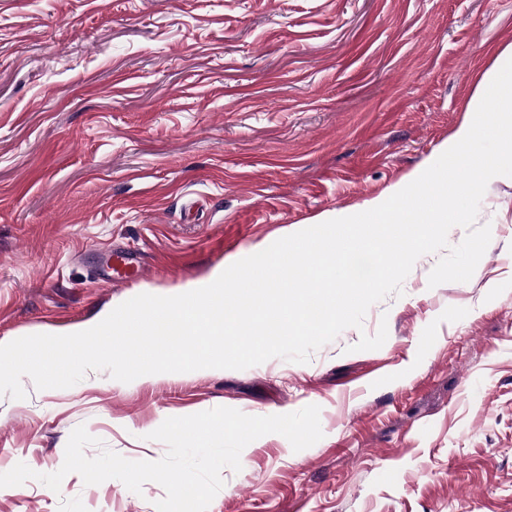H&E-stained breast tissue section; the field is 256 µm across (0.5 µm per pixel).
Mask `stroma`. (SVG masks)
<instances>
[{
	"instance_id": "obj_1",
	"label": "stroma",
	"mask_w": 512,
	"mask_h": 512,
	"mask_svg": "<svg viewBox=\"0 0 512 512\" xmlns=\"http://www.w3.org/2000/svg\"><path fill=\"white\" fill-rule=\"evenodd\" d=\"M512 44V0H0V342L92 327L171 296L275 240L363 212L440 155ZM492 239L469 281L401 296L314 351L245 370L0 396V473L63 464L71 431L133 461L150 432L219 406L314 404L323 438L242 451L208 512H512V177L490 182ZM116 246L147 272L101 269ZM387 323L376 350L354 351ZM116 479L0 488V512H156Z\"/></svg>"
}]
</instances>
